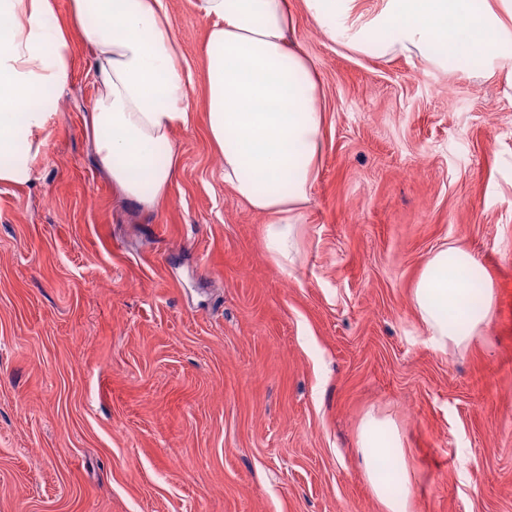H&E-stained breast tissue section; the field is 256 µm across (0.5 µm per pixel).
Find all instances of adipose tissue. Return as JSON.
I'll use <instances>...</instances> for the list:
<instances>
[{
	"label": "adipose tissue",
	"mask_w": 512,
	"mask_h": 512,
	"mask_svg": "<svg viewBox=\"0 0 512 512\" xmlns=\"http://www.w3.org/2000/svg\"><path fill=\"white\" fill-rule=\"evenodd\" d=\"M333 43L376 56L403 55L445 69L512 52V0H384L358 22L357 0H303ZM209 23L206 132L224 185L264 218V248L290 268L299 226L323 158V89L297 44L292 0H195ZM92 54L96 93L88 115L94 154L126 198L155 208L179 169L171 139L189 124L192 82L164 0H0V185L35 173L43 132L73 69L75 41ZM430 346L443 353L485 341L494 308L490 278L473 252L443 244L412 290ZM357 446L382 512H414L411 476L396 427L368 415Z\"/></svg>",
	"instance_id": "ef3b65f1"
}]
</instances>
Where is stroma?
Returning a JSON list of instances; mask_svg holds the SVG:
<instances>
[{"label": "stroma", "instance_id": "stroma-1", "mask_svg": "<svg viewBox=\"0 0 512 512\" xmlns=\"http://www.w3.org/2000/svg\"><path fill=\"white\" fill-rule=\"evenodd\" d=\"M192 76L167 201L97 165L91 55L32 181L0 185V512H381L366 412L400 429L416 512H512V57L443 72L329 41L323 166L291 272L206 135L208 24L165 0ZM493 282L487 342H425L412 288L444 242Z\"/></svg>", "mask_w": 512, "mask_h": 512}]
</instances>
